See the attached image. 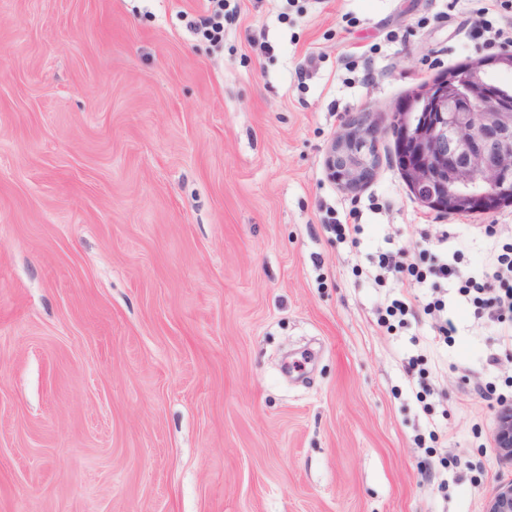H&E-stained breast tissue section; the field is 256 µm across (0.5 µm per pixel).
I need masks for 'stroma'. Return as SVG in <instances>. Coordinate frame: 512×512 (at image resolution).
Wrapping results in <instances>:
<instances>
[{"label":"stroma","mask_w":512,"mask_h":512,"mask_svg":"<svg viewBox=\"0 0 512 512\" xmlns=\"http://www.w3.org/2000/svg\"><path fill=\"white\" fill-rule=\"evenodd\" d=\"M230 3L214 44L201 0H0V512H485L512 359L458 279L437 343L372 276L512 204L428 209L387 130L357 191L325 156L500 53L489 0Z\"/></svg>","instance_id":"stroma-1"}]
</instances>
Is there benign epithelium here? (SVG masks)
<instances>
[{
    "mask_svg": "<svg viewBox=\"0 0 512 512\" xmlns=\"http://www.w3.org/2000/svg\"><path fill=\"white\" fill-rule=\"evenodd\" d=\"M489 65L511 71L512 50L427 84L391 115L403 174L431 210L472 213L512 202V88L489 83ZM379 135L371 113L345 116L325 159L330 179L349 191L372 180ZM493 439L501 462L511 465V404L499 408ZM486 512H512V481Z\"/></svg>",
    "mask_w": 512,
    "mask_h": 512,
    "instance_id": "7a95c632",
    "label": "benign epithelium"
}]
</instances>
